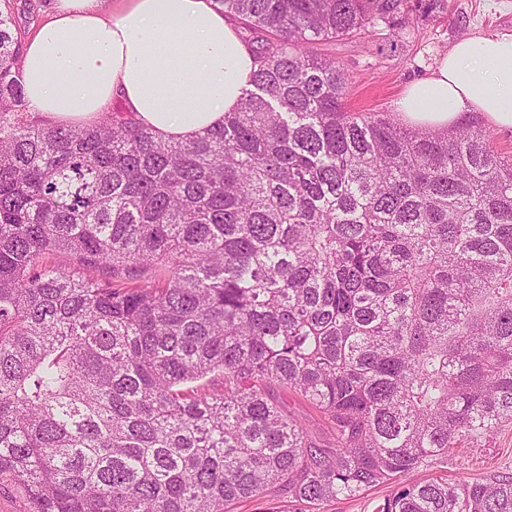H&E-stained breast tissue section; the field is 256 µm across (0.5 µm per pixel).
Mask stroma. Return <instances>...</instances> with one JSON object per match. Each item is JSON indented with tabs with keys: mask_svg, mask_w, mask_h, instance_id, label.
<instances>
[{
	"mask_svg": "<svg viewBox=\"0 0 512 512\" xmlns=\"http://www.w3.org/2000/svg\"><path fill=\"white\" fill-rule=\"evenodd\" d=\"M20 40L32 38L50 18L52 0H9ZM477 31L512 33V0H445L443 9L409 11L397 39L363 34L318 42V53L336 59L348 79L347 106L355 112H396L397 101L412 80L427 76L438 56ZM288 416L300 420L323 447L333 443L328 421L296 393L276 391ZM512 473V423L492 438L465 440L447 462L420 469L418 479L468 481Z\"/></svg>",
	"mask_w": 512,
	"mask_h": 512,
	"instance_id": "obj_1",
	"label": "stroma"
}]
</instances>
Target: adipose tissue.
<instances>
[{"mask_svg":"<svg viewBox=\"0 0 512 512\" xmlns=\"http://www.w3.org/2000/svg\"><path fill=\"white\" fill-rule=\"evenodd\" d=\"M55 0L28 40L21 76L29 112L90 125L115 99L166 139L188 141L236 111L257 68L217 0ZM402 112L442 128L476 112L512 126V33L466 36L408 84Z\"/></svg>","mask_w":512,"mask_h":512,"instance_id":"ef3b65f1","label":"adipose tissue"}]
</instances>
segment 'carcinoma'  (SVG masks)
<instances>
[{"label":"carcinoma","mask_w":512,"mask_h":512,"mask_svg":"<svg viewBox=\"0 0 512 512\" xmlns=\"http://www.w3.org/2000/svg\"><path fill=\"white\" fill-rule=\"evenodd\" d=\"M217 2L258 68L188 142L24 119L0 12V479L30 512H322L392 484L375 512H512V473L402 482L512 422V156L476 115L345 107L313 44L410 0ZM276 399L284 413L300 420L313 440L322 447H330L333 443L332 429L328 421L312 406L296 393L275 389Z\"/></svg>","instance_id":"1"}]
</instances>
